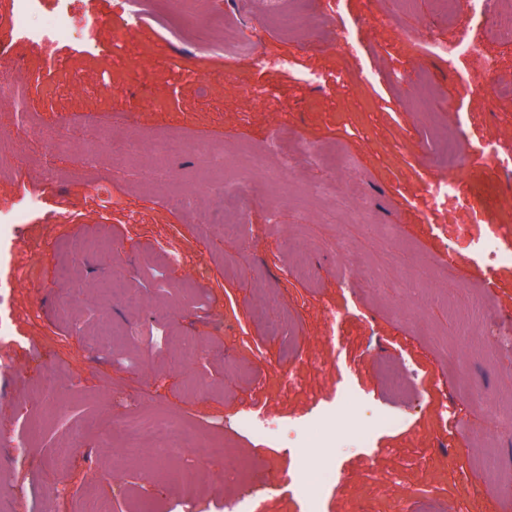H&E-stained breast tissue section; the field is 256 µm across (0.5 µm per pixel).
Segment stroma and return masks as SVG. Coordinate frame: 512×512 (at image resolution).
Segmentation results:
<instances>
[{
  "instance_id": "1",
  "label": "stroma",
  "mask_w": 512,
  "mask_h": 512,
  "mask_svg": "<svg viewBox=\"0 0 512 512\" xmlns=\"http://www.w3.org/2000/svg\"><path fill=\"white\" fill-rule=\"evenodd\" d=\"M71 8L93 18L83 39L0 40L18 62L0 106V211L40 200L0 226V512H226L248 488L264 512H304L301 476L319 512H512V346L489 336L512 330V265L494 272L484 335L448 319L484 287L474 241L512 242V181L472 155L458 174L471 206L434 207L433 140L412 110L428 77L432 107L471 145L512 153V95L474 98L475 62L452 71L413 43L478 19L441 18L435 0H309L298 13L313 29L285 32L265 25L268 0H192L188 17L158 0L163 24L115 54L117 0ZM200 21L253 53L198 51ZM132 134L143 154L114 176L105 143ZM158 135L223 150L222 181L251 198L239 236L188 220L215 206L191 184L209 162L181 150L150 170ZM274 137L292 159L277 185L252 167L276 168ZM302 141L347 166L307 159ZM113 277L108 300L97 284ZM106 317L123 336L104 348L92 336ZM384 360L410 370L409 397L387 392ZM246 414L274 430L240 428ZM133 419L182 426L183 455L154 457L149 433L132 454ZM210 434L234 461L196 462ZM191 463L205 494L185 503L171 476Z\"/></svg>"
}]
</instances>
